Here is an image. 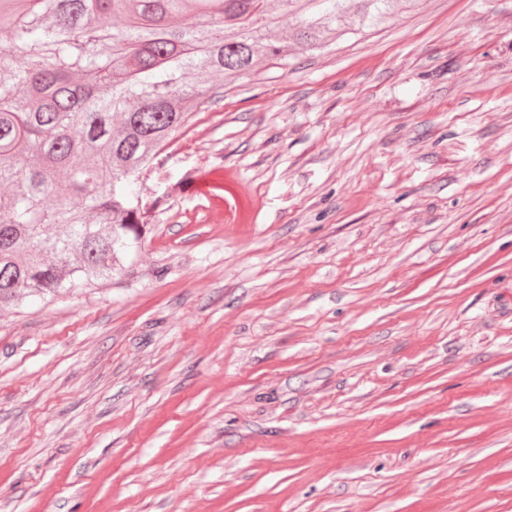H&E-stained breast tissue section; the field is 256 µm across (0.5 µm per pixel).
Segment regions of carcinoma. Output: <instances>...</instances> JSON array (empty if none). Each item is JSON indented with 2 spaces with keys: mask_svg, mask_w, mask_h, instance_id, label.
Wrapping results in <instances>:
<instances>
[{
  "mask_svg": "<svg viewBox=\"0 0 512 512\" xmlns=\"http://www.w3.org/2000/svg\"><path fill=\"white\" fill-rule=\"evenodd\" d=\"M420 0H0V307L112 279L150 205L135 184L211 79L322 50ZM280 9L294 25L274 34Z\"/></svg>",
  "mask_w": 512,
  "mask_h": 512,
  "instance_id": "cac0c4a2",
  "label": "carcinoma"
}]
</instances>
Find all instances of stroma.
I'll return each mask as SVG.
<instances>
[{
    "mask_svg": "<svg viewBox=\"0 0 512 512\" xmlns=\"http://www.w3.org/2000/svg\"><path fill=\"white\" fill-rule=\"evenodd\" d=\"M137 190L0 309V512H512V0L261 63Z\"/></svg>",
    "mask_w": 512,
    "mask_h": 512,
    "instance_id": "obj_1",
    "label": "stroma"
}]
</instances>
